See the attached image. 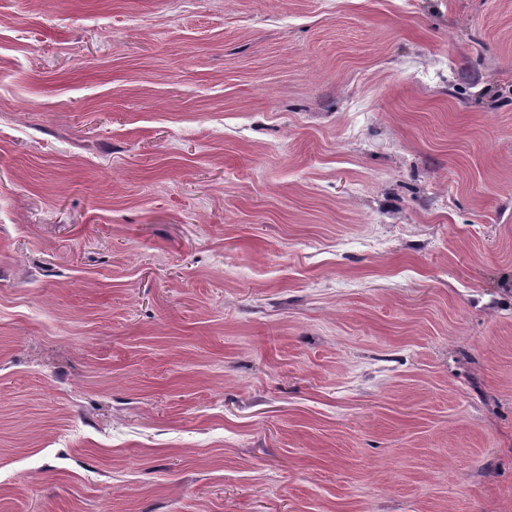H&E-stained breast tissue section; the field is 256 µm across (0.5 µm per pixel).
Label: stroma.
I'll return each mask as SVG.
<instances>
[{
  "instance_id": "stroma-1",
  "label": "stroma",
  "mask_w": 512,
  "mask_h": 512,
  "mask_svg": "<svg viewBox=\"0 0 512 512\" xmlns=\"http://www.w3.org/2000/svg\"><path fill=\"white\" fill-rule=\"evenodd\" d=\"M0 512H512V0H0Z\"/></svg>"
}]
</instances>
